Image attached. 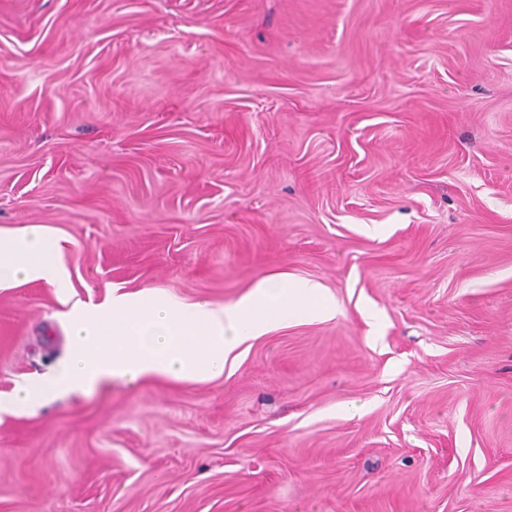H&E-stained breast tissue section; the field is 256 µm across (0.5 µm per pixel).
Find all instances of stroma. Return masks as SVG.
Here are the masks:
<instances>
[{"label": "stroma", "instance_id": "1", "mask_svg": "<svg viewBox=\"0 0 512 512\" xmlns=\"http://www.w3.org/2000/svg\"><path fill=\"white\" fill-rule=\"evenodd\" d=\"M72 301L338 312L221 377L0 410V512H512V0H0V230ZM68 307L0 291V399ZM61 250V240L37 225L7 234L0 231V289L44 282L63 300L71 282Z\"/></svg>", "mask_w": 512, "mask_h": 512}]
</instances>
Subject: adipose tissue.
<instances>
[{
	"instance_id": "1",
	"label": "adipose tissue",
	"mask_w": 512,
	"mask_h": 512,
	"mask_svg": "<svg viewBox=\"0 0 512 512\" xmlns=\"http://www.w3.org/2000/svg\"><path fill=\"white\" fill-rule=\"evenodd\" d=\"M61 250L60 239L37 225L0 233V289L43 282L65 296L70 274L61 262ZM335 314L334 301L315 281L270 277L228 306L186 301L155 289L114 288L102 300L70 310L67 358L52 373L18 388L6 405L30 410L115 379L218 378L227 352L243 336Z\"/></svg>"
}]
</instances>
